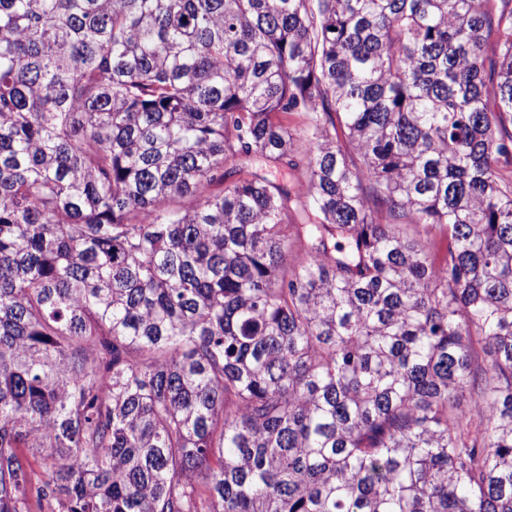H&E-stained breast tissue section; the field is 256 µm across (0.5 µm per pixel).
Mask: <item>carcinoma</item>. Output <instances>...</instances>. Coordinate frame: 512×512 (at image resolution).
Returning <instances> with one entry per match:
<instances>
[{
	"label": "carcinoma",
	"instance_id": "carcinoma-1",
	"mask_svg": "<svg viewBox=\"0 0 512 512\" xmlns=\"http://www.w3.org/2000/svg\"><path fill=\"white\" fill-rule=\"evenodd\" d=\"M511 1L0 0V512H512Z\"/></svg>",
	"mask_w": 512,
	"mask_h": 512
}]
</instances>
